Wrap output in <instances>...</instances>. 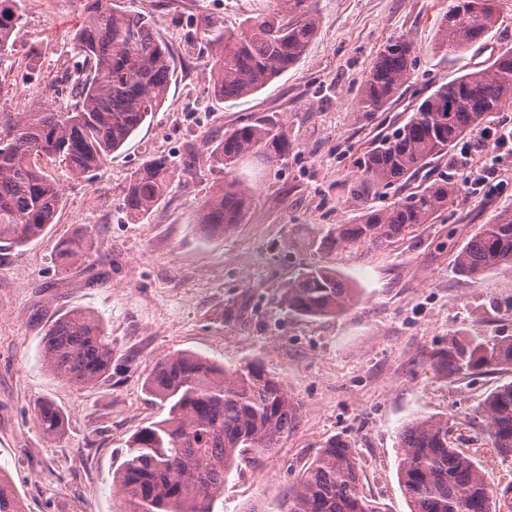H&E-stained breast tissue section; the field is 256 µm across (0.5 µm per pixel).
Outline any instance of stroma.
Instances as JSON below:
<instances>
[{
    "instance_id": "35a3bbf8",
    "label": "stroma",
    "mask_w": 512,
    "mask_h": 512,
    "mask_svg": "<svg viewBox=\"0 0 512 512\" xmlns=\"http://www.w3.org/2000/svg\"><path fill=\"white\" fill-rule=\"evenodd\" d=\"M452 0H311L316 33L294 67L239 100L211 96L214 50L206 28H238L277 0H134L170 46L174 75L167 98L101 171L66 178L63 210L39 239L0 249V469L25 512H120L112 477L131 438L166 417L145 390L154 365L178 351L226 370L249 362L277 377L299 404L295 427L255 464L232 472L223 512H288V489L331 438L351 443L363 494L382 512H410L398 478L399 434L421 416L447 418L455 447L480 460L497 488L496 512H512V457L481 434L476 411L512 382L505 367L479 375L435 369L434 351L450 343L512 340V266L459 276L453 257L476 227L512 208V140L488 152L464 138L435 159L409 190L439 178L457 186L432 223L392 244L318 245L364 203L383 205L397 187L358 197L357 162L373 142L412 114L434 86L485 67L512 48V0H492L496 26L474 51L448 54L438 24ZM80 0H24L10 55L0 67V113L30 102L69 104L60 79L79 62L72 35ZM401 37L415 47L409 81L382 112L360 111L365 72L376 51ZM276 120L291 150L270 164L255 155L237 177L253 202L243 224L208 239L196 222L223 184L207 144L247 121ZM149 156L187 159L157 210L141 221L123 211V189ZM498 175L482 192L469 181L488 165ZM87 235L85 263H62L59 240ZM323 263L354 288L352 306L320 318L285 313L280 296L298 268ZM72 309L98 317L112 342V365L96 386L57 378L42 362L49 326ZM48 400L66 415L61 435L45 437L34 407Z\"/></svg>"
}]
</instances>
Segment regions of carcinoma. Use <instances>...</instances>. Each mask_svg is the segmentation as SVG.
<instances>
[{
    "mask_svg": "<svg viewBox=\"0 0 512 512\" xmlns=\"http://www.w3.org/2000/svg\"><path fill=\"white\" fill-rule=\"evenodd\" d=\"M456 0L438 26V45L462 53L497 24L492 6L471 10ZM23 0H0V65L22 19ZM84 20L72 37L83 63L72 81L73 104L53 110L39 102L0 121V243L24 246L53 223L63 207L60 181L41 162H57L70 178L100 167L165 101L174 74L169 47L149 20L116 0H84ZM316 31L307 0H281L270 13L245 21L239 31L212 33L215 47L210 91L222 100L253 95L288 71L305 54ZM413 44L387 41L371 63L360 93L364 112H382L411 77ZM512 104V50L484 68L441 84L410 118L378 140L362 157L359 182L391 187L448 154L485 116ZM261 154H288V140L274 121L224 132L211 142L209 158L225 171L224 184L204 202L197 223L211 235L243 223L252 204L250 188L233 176L239 161ZM177 164L150 157L124 189L127 217L150 216L176 175ZM454 185L434 181L387 206L367 205L358 222L341 224L322 242L325 250L364 244L380 247L428 224L448 205ZM85 236L58 241L67 263L82 261ZM456 270L476 277L512 266V210L479 225L454 259ZM354 290L325 264L300 269L282 293L285 312L306 317L344 311ZM42 356L58 378L96 385L112 363V342L100 320L73 309L46 332ZM433 365L460 371L512 366V341L453 344L433 353ZM148 392L168 407L167 417L131 439L112 489L123 512H214L224 502V483L234 470L270 453L295 423L299 403L278 378L255 364L226 371L212 360L181 351L159 362L146 381ZM43 434L57 436L64 415L49 401L35 407ZM481 432L502 455L512 456V382L483 401ZM448 419L420 417L400 434L399 479L410 512H491L495 491L483 466L449 441ZM360 468L351 444L331 438L288 491V512H379L360 492ZM0 512H24L0 474Z\"/></svg>",
    "mask_w": 512,
    "mask_h": 512,
    "instance_id": "obj_1",
    "label": "carcinoma"
}]
</instances>
